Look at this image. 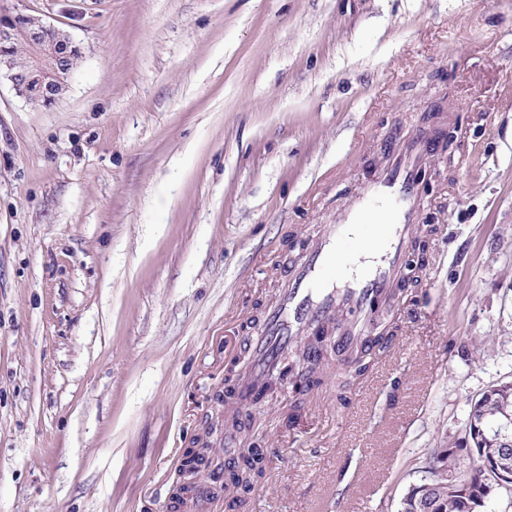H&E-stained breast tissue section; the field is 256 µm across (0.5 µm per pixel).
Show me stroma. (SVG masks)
<instances>
[{"label":"stroma","mask_w":512,"mask_h":512,"mask_svg":"<svg viewBox=\"0 0 512 512\" xmlns=\"http://www.w3.org/2000/svg\"><path fill=\"white\" fill-rule=\"evenodd\" d=\"M82 52L0 81V512H170L280 258L431 111L415 272L363 376L270 391L241 512H398L512 382V0H0Z\"/></svg>","instance_id":"35a3bbf8"}]
</instances>
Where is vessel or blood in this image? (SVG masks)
Listing matches in <instances>:
<instances>
[{
    "label": "vessel or blood",
    "instance_id": "vessel-or-blood-1",
    "mask_svg": "<svg viewBox=\"0 0 512 512\" xmlns=\"http://www.w3.org/2000/svg\"><path fill=\"white\" fill-rule=\"evenodd\" d=\"M443 146L439 133L420 130L403 136L387 152L384 165L366 175L341 223L303 242L301 256L281 281L257 334L245 339L247 366L228 393L226 408L245 409L277 374L288 348L304 337L336 324L339 345L355 350L369 338L384 308L399 304L406 286L405 256L423 208L416 175ZM371 223L378 231L369 236L363 227ZM343 238L355 245V260L345 267L336 249Z\"/></svg>",
    "mask_w": 512,
    "mask_h": 512
}]
</instances>
